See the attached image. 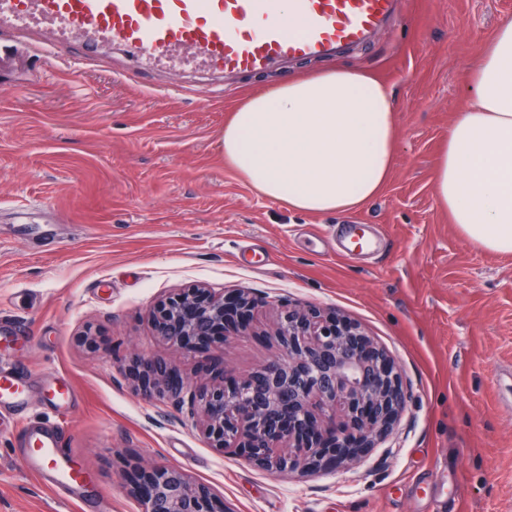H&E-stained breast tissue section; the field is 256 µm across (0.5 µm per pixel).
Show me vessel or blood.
I'll list each match as a JSON object with an SVG mask.
<instances>
[{"label":"vessel or blood","instance_id":"vessel-or-blood-1","mask_svg":"<svg viewBox=\"0 0 512 512\" xmlns=\"http://www.w3.org/2000/svg\"><path fill=\"white\" fill-rule=\"evenodd\" d=\"M399 6V0H0V26L86 33L157 62L189 49L203 64L248 73L370 43L398 18ZM29 402L21 376L0 371V408L23 410ZM66 432L57 424L26 428L22 436L29 471L61 490L82 478Z\"/></svg>","mask_w":512,"mask_h":512}]
</instances>
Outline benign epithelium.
Masks as SVG:
<instances>
[{
	"instance_id": "obj_1",
	"label": "benign epithelium",
	"mask_w": 512,
	"mask_h": 512,
	"mask_svg": "<svg viewBox=\"0 0 512 512\" xmlns=\"http://www.w3.org/2000/svg\"><path fill=\"white\" fill-rule=\"evenodd\" d=\"M253 302L205 287L160 300L152 320L177 350L224 345L244 326ZM280 351L260 368L194 391L201 433L211 447L279 474L334 469L386 434L406 394L387 354L361 329L314 308L288 309L273 333ZM129 372L137 390L161 391L179 403L187 382L166 363L136 356ZM143 512H228L208 487L181 467L139 472Z\"/></svg>"
}]
</instances>
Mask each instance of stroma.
<instances>
[{
  "label": "stroma",
  "instance_id": "obj_1",
  "mask_svg": "<svg viewBox=\"0 0 512 512\" xmlns=\"http://www.w3.org/2000/svg\"><path fill=\"white\" fill-rule=\"evenodd\" d=\"M512 0H402L398 24L330 61L225 76L193 62L143 67L103 44L89 68L37 54L53 27L0 34L32 45L0 66V366L31 388L27 413L0 410V512H142L139 468L173 465L232 512H512V256L479 250L434 191L439 151L468 72ZM328 67L396 93V157L378 197L307 214L259 196L224 163V120L249 94ZM378 238L343 252L338 225ZM205 284L254 301L250 332L223 350H174L154 303ZM357 323L394 361L409 399L389 434L333 470L272 473L210 448L188 409L136 393L122 366L158 358L201 384L272 358L282 310ZM92 342H84L85 333ZM71 381L66 445L79 501L25 467L17 436L54 423L46 389Z\"/></svg>",
  "mask_w": 512,
  "mask_h": 512
}]
</instances>
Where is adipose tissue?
Masks as SVG:
<instances>
[{
    "mask_svg": "<svg viewBox=\"0 0 512 512\" xmlns=\"http://www.w3.org/2000/svg\"><path fill=\"white\" fill-rule=\"evenodd\" d=\"M435 173L438 205L472 244L512 255V20L468 74ZM390 87L334 68L251 94L224 124V161L260 196L304 213L377 197L395 161Z\"/></svg>",
    "mask_w": 512,
    "mask_h": 512,
    "instance_id": "obj_1",
    "label": "adipose tissue"
}]
</instances>
